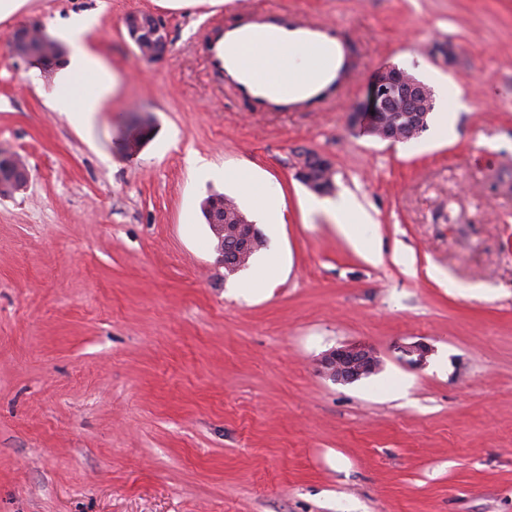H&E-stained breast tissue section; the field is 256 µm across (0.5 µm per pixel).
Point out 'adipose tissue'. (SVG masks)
<instances>
[{
  "label": "adipose tissue",
  "mask_w": 512,
  "mask_h": 512,
  "mask_svg": "<svg viewBox=\"0 0 512 512\" xmlns=\"http://www.w3.org/2000/svg\"><path fill=\"white\" fill-rule=\"evenodd\" d=\"M97 13L86 12L73 17L65 30L70 50L58 63L55 87L50 106L53 111L88 124L100 112L113 92L116 80L86 41L98 24ZM250 57L255 69L272 79L294 81L311 72L314 52L305 43L298 42L283 51H270L258 46Z\"/></svg>",
  "instance_id": "1"
}]
</instances>
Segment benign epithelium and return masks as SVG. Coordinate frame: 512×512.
Returning <instances> with one entry per match:
<instances>
[{"mask_svg": "<svg viewBox=\"0 0 512 512\" xmlns=\"http://www.w3.org/2000/svg\"><path fill=\"white\" fill-rule=\"evenodd\" d=\"M127 28L134 34H145L135 40L140 54L147 59L160 57L166 48L165 39L157 38L161 28L152 22V16L131 14ZM14 54L23 58H37L50 63L60 53L56 41L34 25L16 30L10 43ZM434 103L432 91L423 82L394 65L381 69L373 78L364 100L358 107L359 119L369 133L382 141H407L404 133L408 128L417 133L424 130L421 106ZM28 170L18 156L0 159V193L20 191L27 187ZM431 348L419 342L404 346L403 355L410 362L426 364ZM381 359L370 345L365 343L336 347L320 360L323 374L336 384H351L380 370Z\"/></svg>", "mask_w": 512, "mask_h": 512, "instance_id": "7a95c632", "label": "benign epithelium"}]
</instances>
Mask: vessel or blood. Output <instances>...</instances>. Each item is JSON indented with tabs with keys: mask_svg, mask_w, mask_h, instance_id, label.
<instances>
[{
	"mask_svg": "<svg viewBox=\"0 0 512 512\" xmlns=\"http://www.w3.org/2000/svg\"><path fill=\"white\" fill-rule=\"evenodd\" d=\"M233 12L234 21L205 25L195 46L209 75L250 111L320 112L351 91L356 46L334 23L307 18L290 7H256L250 0H237ZM294 42L312 46L326 63L290 85L260 75L247 54L259 43L284 48Z\"/></svg>",
	"mask_w": 512,
	"mask_h": 512,
	"instance_id": "b4317fda",
	"label": "vessel or blood"
}]
</instances>
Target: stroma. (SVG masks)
Masks as SVG:
<instances>
[{
	"label": "stroma",
	"instance_id": "stroma-1",
	"mask_svg": "<svg viewBox=\"0 0 512 512\" xmlns=\"http://www.w3.org/2000/svg\"><path fill=\"white\" fill-rule=\"evenodd\" d=\"M234 2L28 0L0 21V155L29 173L0 197V512H512V0H257L360 51L335 109L288 113L228 103L189 46ZM92 10L117 83L81 130L49 107L55 67L10 40ZM136 13L162 25L160 58L130 39ZM391 64L434 94L407 142L348 123ZM304 151L371 223L347 236L306 212ZM237 173L277 189L282 223H261ZM212 194L259 225L269 288L243 293L249 269L218 262ZM414 342L425 365L400 351ZM351 343L382 367L333 383L317 363Z\"/></svg>",
	"mask_w": 512,
	"mask_h": 512
}]
</instances>
